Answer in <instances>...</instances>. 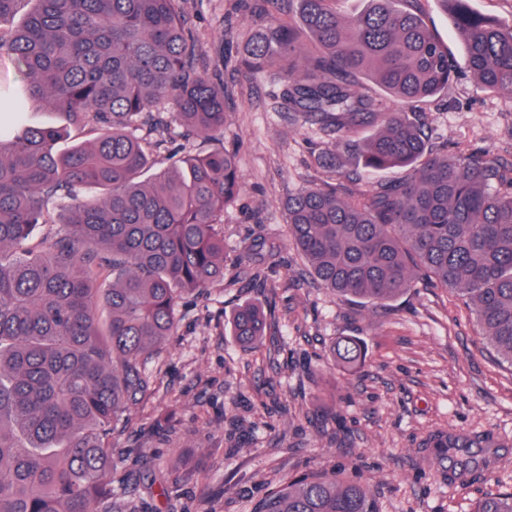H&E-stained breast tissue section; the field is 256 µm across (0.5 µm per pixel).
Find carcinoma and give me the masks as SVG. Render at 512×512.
Here are the masks:
<instances>
[{
    "mask_svg": "<svg viewBox=\"0 0 512 512\" xmlns=\"http://www.w3.org/2000/svg\"><path fill=\"white\" fill-rule=\"evenodd\" d=\"M29 4L19 23L14 18ZM265 21L238 69L281 84L279 112L314 118L369 170L405 168L398 182L354 196L329 165L319 183L288 198V237L311 277L339 297L378 305L424 272L455 290L482 335L512 363V166L481 151L430 149L407 112L433 98L457 63L431 32L418 0H366L353 17L338 0H291L296 20ZM479 86L512 95V22L439 0ZM24 93L0 90V512H122L114 474L134 452L115 433L150 392L149 358L176 335L179 305L224 283V208L241 189L224 150V84L198 65L194 31L178 0H0V56ZM368 79L381 93L360 87ZM35 105L87 135L28 128L6 140L1 117ZM173 107L187 151L145 179L162 141L151 135ZM375 125L370 137L347 132ZM39 224H57L29 245ZM267 329L264 306L236 309L231 331L250 347ZM333 356L365 357L352 337ZM469 455L459 474L480 470ZM254 512H379L363 483L327 474L286 482ZM474 512H512V493Z\"/></svg>",
    "mask_w": 512,
    "mask_h": 512,
    "instance_id": "carcinoma-1",
    "label": "carcinoma"
}]
</instances>
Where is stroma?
I'll return each instance as SVG.
<instances>
[{"label": "stroma", "instance_id": "1", "mask_svg": "<svg viewBox=\"0 0 512 512\" xmlns=\"http://www.w3.org/2000/svg\"><path fill=\"white\" fill-rule=\"evenodd\" d=\"M254 5L180 0L209 73L224 83V148L237 155L242 190L224 210L230 271L184 301L177 335L149 361L150 394L118 438L133 454L114 485L127 512H253L288 479L336 471L367 484L380 512H473L481 497L512 493V364L455 293L428 278L376 306L311 278L289 244L283 204L323 179L318 155L335 154L360 192L405 172L364 170L340 153L335 133L277 111L268 74L238 71L261 25ZM415 112L428 146L489 148L512 163V99L483 91L468 70ZM267 232L276 262L260 267L245 249ZM251 300L271 312L255 348L230 331ZM342 336L365 346L355 370L332 358ZM448 432L495 436L493 465L451 480V462H438L430 444Z\"/></svg>", "mask_w": 512, "mask_h": 512}]
</instances>
